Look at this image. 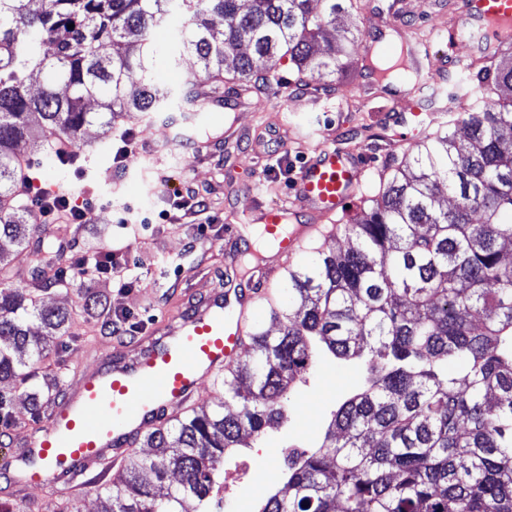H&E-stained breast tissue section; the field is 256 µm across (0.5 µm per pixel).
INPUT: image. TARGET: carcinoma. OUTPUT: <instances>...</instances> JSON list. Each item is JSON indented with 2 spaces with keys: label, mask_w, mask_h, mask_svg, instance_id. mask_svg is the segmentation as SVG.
Returning a JSON list of instances; mask_svg holds the SVG:
<instances>
[{
  "label": "carcinoma",
  "mask_w": 512,
  "mask_h": 512,
  "mask_svg": "<svg viewBox=\"0 0 512 512\" xmlns=\"http://www.w3.org/2000/svg\"><path fill=\"white\" fill-rule=\"evenodd\" d=\"M320 2L315 11L312 0H0V239L37 237L31 273L65 258L46 225L26 228V139L78 142L89 125L165 112L209 79L265 90L285 59L300 78L357 74L350 43L329 31L360 27V0ZM174 12L179 55L198 66L176 89L151 75L154 32ZM448 84L442 110L457 117L339 219L336 240L348 247L287 269L288 301L269 311L277 333L253 329L224 374L221 411L191 408L147 432L153 452L127 454L102 512H224V463L287 417L327 355L362 366L361 381L322 440L288 456V493L257 512H512V265L502 258L512 247V44L463 63ZM35 310L53 339L70 319L0 287V338L10 340L0 379H31L20 355L43 350L28 332ZM81 500L61 498L53 512H82Z\"/></svg>",
  "instance_id": "1"
}]
</instances>
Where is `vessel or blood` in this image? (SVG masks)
<instances>
[{"label":"vessel or blood","mask_w":512,"mask_h":512,"mask_svg":"<svg viewBox=\"0 0 512 512\" xmlns=\"http://www.w3.org/2000/svg\"><path fill=\"white\" fill-rule=\"evenodd\" d=\"M460 17L487 41L512 39V0H463ZM223 103V95L199 91L186 138H194ZM365 171L358 154L321 144L294 177L290 205L257 210L259 222L278 242V255L294 257L325 234L362 185ZM275 273L260 265L245 285L213 292L178 313L148 337L140 356H110L79 372L77 389L51 412L43 437L29 441L26 449H9L0 458V472L14 473L30 453L52 465L68 464L85 484L102 481L106 459L123 458L158 421L192 401L204 379L234 365L257 307L255 286Z\"/></svg>","instance_id":"b4317fda"}]
</instances>
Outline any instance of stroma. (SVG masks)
<instances>
[{
  "label": "stroma",
  "mask_w": 512,
  "mask_h": 512,
  "mask_svg": "<svg viewBox=\"0 0 512 512\" xmlns=\"http://www.w3.org/2000/svg\"><path fill=\"white\" fill-rule=\"evenodd\" d=\"M458 0H404L401 17L429 44L435 64H442V40L458 28ZM181 18L157 33L162 48L153 61L155 82L178 87L196 68L193 57L177 56ZM283 84L250 97L242 107L227 109L198 131L196 143L171 144L179 112H154L134 119H116L111 134L92 125L85 129L77 151L79 168L60 166L53 148L37 140L22 142L21 154L31 163L35 187L47 194L64 190L89 205L77 224H52L50 235L66 238L68 255L115 251L120 261L135 266L137 283L117 291L107 282L67 275L68 291L57 290L48 279L17 280L22 293L38 296L42 307L71 310L74 324L63 340L44 349L37 377L26 385L0 382V392L13 397L16 426L0 432V445L18 446L37 435L40 427L29 419V393L51 381L57 391L76 388L75 372L100 364L108 351L136 354L142 341L189 295L204 297L235 285L243 262V243L253 240L256 224L241 225L240 237L225 232L228 212L250 213L256 203L289 201L294 173L312 156L314 142L299 140L294 125L323 131L330 146L360 153L367 177L390 168L420 142V119L408 126L384 122L383 113L419 108L418 95L403 88L369 94L358 89L338 91L337 83L318 72L296 81L291 69L276 72ZM319 97L325 109L304 107ZM132 132L139 145L135 160L115 158L117 133ZM214 141L213 149H197V142ZM190 192L204 196L215 224L200 227L197 215L174 209L175 196ZM168 219H161L162 211ZM103 298L113 313L130 316L136 330L130 336L101 331L86 302ZM361 371L325 360L300 386L286 422L268 428L262 442L243 449L224 468L227 512H255L271 488L282 487L283 454L288 448L315 444L337 402L359 383Z\"/></svg>",
  "instance_id": "1"
}]
</instances>
